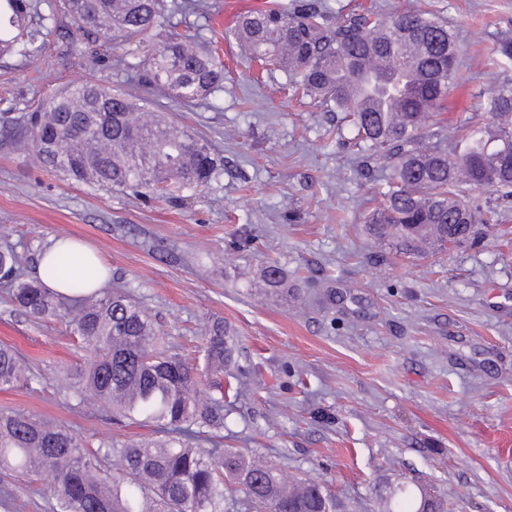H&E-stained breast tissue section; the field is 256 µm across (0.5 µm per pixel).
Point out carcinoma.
<instances>
[{"label": "carcinoma", "mask_w": 512, "mask_h": 512, "mask_svg": "<svg viewBox=\"0 0 512 512\" xmlns=\"http://www.w3.org/2000/svg\"><path fill=\"white\" fill-rule=\"evenodd\" d=\"M0 58L27 56L39 48L47 16L34 21L31 0ZM87 43L107 34L123 45L118 70L128 82L156 87L184 106L207 99L224 81V64L198 42V34L165 29L172 14L195 13L199 0H61ZM241 54L284 72L304 96L331 103L355 131L345 146L364 167L377 160L389 169L378 187L382 205L365 220L370 236L403 251L422 244L456 245L490 226L495 208L470 199L475 190L512 199V83L482 92V115L463 126H426L443 98V83L456 79L457 43L448 22L432 11L395 13L364 10L332 23L322 0L268 3L234 16ZM386 57L395 70L373 72L365 86L366 63ZM403 101L400 112L388 110ZM181 126L154 104L95 81L53 96L39 111L21 117L8 143L31 150L46 171L104 190L139 196L159 193L182 202L223 174L206 138L186 141ZM74 256L59 251L49 271L71 294L47 288L27 275L12 245L0 247V288L19 310L37 320H60L84 351L64 391L93 402L130 425L150 427L153 436L103 442L94 447L68 427L39 420L21 409L0 410V473L54 479L33 489L53 512H338L336 496L323 484L296 480L267 462L235 448H221L224 407L247 388L227 373L213 393L199 395L197 369L158 329L128 285L96 288L103 270L92 260L71 276ZM236 343L224 321L200 328L198 352L218 376L234 362ZM38 376L29 360L0 345V391L30 388ZM240 486L242 497L231 485ZM381 512H449L421 498L417 483L390 486L379 494Z\"/></svg>", "instance_id": "1"}]
</instances>
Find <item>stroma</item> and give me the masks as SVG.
<instances>
[{
  "label": "stroma",
  "mask_w": 512,
  "mask_h": 512,
  "mask_svg": "<svg viewBox=\"0 0 512 512\" xmlns=\"http://www.w3.org/2000/svg\"><path fill=\"white\" fill-rule=\"evenodd\" d=\"M49 2L34 0L50 17L41 52L0 59V117L91 79L127 86L109 67L122 46H88ZM203 2L205 15L173 22L216 44L222 88L194 107L150 98L214 145L219 180L180 206L135 201L0 144V244H15L30 273L50 238L91 244L109 286L130 284L177 346L196 343L199 322L224 319L261 389L234 403L223 446L324 482L345 512H378V491L411 478L451 512H512V203L462 245L379 249L364 224L378 183L341 146L335 113L294 96L282 72L259 75L225 35L232 12L260 0ZM326 3L339 17L420 8L447 20L460 43L448 122L471 116L480 90L512 82V64L489 62L512 36V0ZM240 239L245 248L231 250ZM273 262L284 286L259 278ZM0 344L39 376L34 390L0 391V409H27L96 444L149 436L59 391L58 375L81 359L64 323L35 321L0 293Z\"/></svg>",
  "instance_id": "1"
}]
</instances>
